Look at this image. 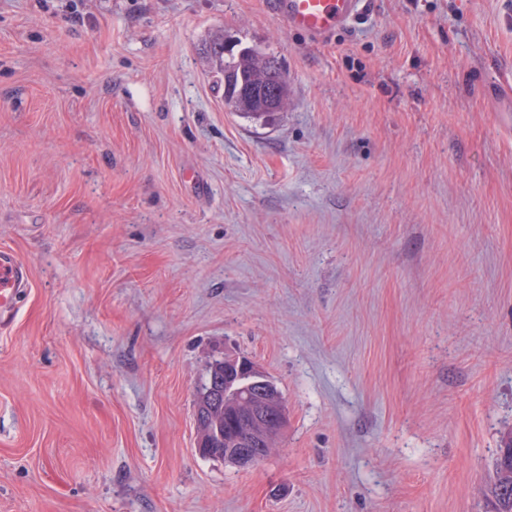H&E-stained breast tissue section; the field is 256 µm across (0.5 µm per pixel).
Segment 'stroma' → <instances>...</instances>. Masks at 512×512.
<instances>
[{
    "mask_svg": "<svg viewBox=\"0 0 512 512\" xmlns=\"http://www.w3.org/2000/svg\"><path fill=\"white\" fill-rule=\"evenodd\" d=\"M288 76L240 118L206 41ZM0 512H488L512 429V0H0ZM288 426L199 454L208 364ZM363 0H268L269 15L284 29L298 30L322 43L349 25ZM271 57L276 63L277 60ZM267 61V66L272 75V81L268 88L264 89L265 95L263 99L271 112H239L243 118L250 119L264 124H268L276 119V112H281L287 105L286 86H288V77L286 73L280 69L278 64ZM29 288V269L10 249H0V326L17 310L20 295Z\"/></svg>",
    "mask_w": 512,
    "mask_h": 512,
    "instance_id": "obj_1",
    "label": "stroma"
}]
</instances>
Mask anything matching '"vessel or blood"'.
<instances>
[{
    "label": "vessel or blood",
    "instance_id": "1",
    "mask_svg": "<svg viewBox=\"0 0 512 512\" xmlns=\"http://www.w3.org/2000/svg\"><path fill=\"white\" fill-rule=\"evenodd\" d=\"M363 0H268L269 15L284 29L298 30L322 43L349 25L362 10ZM29 286V269L6 248L0 249V326L17 310Z\"/></svg>",
    "mask_w": 512,
    "mask_h": 512
}]
</instances>
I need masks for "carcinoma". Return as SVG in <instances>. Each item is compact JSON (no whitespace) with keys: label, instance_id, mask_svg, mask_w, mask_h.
Instances as JSON below:
<instances>
[{"label":"carcinoma","instance_id":"obj_1","mask_svg":"<svg viewBox=\"0 0 512 512\" xmlns=\"http://www.w3.org/2000/svg\"><path fill=\"white\" fill-rule=\"evenodd\" d=\"M206 61L210 73L220 81L225 74L231 73L243 77L257 89L265 86L267 70L264 55L255 53L251 48H243L238 54L225 57L222 32L210 37ZM223 380L224 399L217 403L211 401L207 394L209 384L206 383L196 401L198 432L209 437L215 448H228L239 440L249 442L257 438L258 427L242 418L239 400L259 401L264 404L266 414L274 417L279 415L282 404L274 395L276 385L264 374L257 376L251 372L240 375L232 371L223 376ZM494 470V481L490 487L494 512H512V432L503 438Z\"/></svg>","mask_w":512,"mask_h":512}]
</instances>
